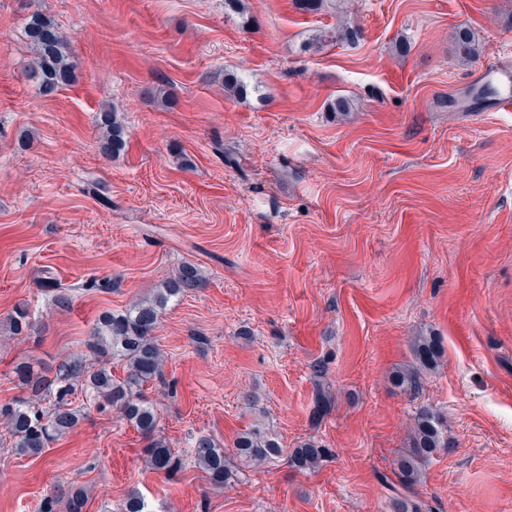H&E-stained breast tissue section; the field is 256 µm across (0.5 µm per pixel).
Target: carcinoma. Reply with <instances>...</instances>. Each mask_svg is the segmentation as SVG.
Instances as JSON below:
<instances>
[{
	"instance_id": "obj_1",
	"label": "carcinoma",
	"mask_w": 512,
	"mask_h": 512,
	"mask_svg": "<svg viewBox=\"0 0 512 512\" xmlns=\"http://www.w3.org/2000/svg\"><path fill=\"white\" fill-rule=\"evenodd\" d=\"M28 43L35 54V77L47 93L71 84L75 68L67 41L53 21L35 14L25 25ZM358 30L337 25L322 30L311 38L312 45L321 49L338 42L354 43ZM455 54L468 62L480 54V45L470 29L461 27L455 37ZM224 90L231 96H245L248 84L234 73L224 74ZM125 133L117 116L103 115L98 148L111 157L125 148ZM206 278L199 267L182 264L176 273L161 281L152 296L134 301L120 312H105L99 318L86 351L69 355L50 370H36L21 362L15 368L26 395L0 402V423L13 438L14 449L20 456L38 457L50 444L70 433L85 415L84 409L116 411L123 419L148 439L146 459L151 469L169 473L182 464L163 441L156 439L159 416L157 407L146 396L148 384L161 378L164 359L154 333L163 310L174 298L204 285ZM43 283L55 291L56 305L71 303L70 289L60 286L47 276ZM29 306L19 304L8 317V332L22 336L33 325ZM442 350L433 336H422L414 344V363L398 370L396 384L404 392H414L422 384V375L433 372L439 365ZM124 363L125 374H112V361ZM443 417L431 406L421 407L415 416L412 447L402 454L395 474L403 489L411 491L425 477L426 466L441 448L448 447L442 438ZM237 459L246 464L269 462L282 453L278 440L258 428L238 434L233 442ZM329 449L305 443L293 450L288 461L298 470H313ZM194 464L215 486H223L233 478L230 457L207 435L195 437L187 450ZM87 493L76 489L61 497L50 494L41 500L38 512H84ZM119 512H151L143 496L130 493Z\"/></svg>"
}]
</instances>
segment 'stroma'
<instances>
[{
  "mask_svg": "<svg viewBox=\"0 0 512 512\" xmlns=\"http://www.w3.org/2000/svg\"><path fill=\"white\" fill-rule=\"evenodd\" d=\"M246 3L0 0V402L22 393L18 362L84 351L102 312L192 263L204 287L155 332L157 437L178 454L201 434L228 450L256 426L285 454L216 488L190 461L152 470L113 411L88 410L38 458L0 427V512L75 488L85 512H118L134 490L151 512H394L385 484L425 405L448 441L413 491L426 512H512V112L488 109L512 0ZM35 13L76 64L50 95L29 75ZM343 21L358 41L306 49ZM461 26L482 46L468 64ZM228 71L253 93L227 96ZM340 96L351 111H330ZM106 112L127 140L110 158L97 149ZM21 303L33 326L12 338ZM430 335L441 361L403 393L392 375ZM308 441L329 455L291 467Z\"/></svg>",
  "mask_w": 512,
  "mask_h": 512,
  "instance_id": "stroma-1",
  "label": "stroma"
}]
</instances>
